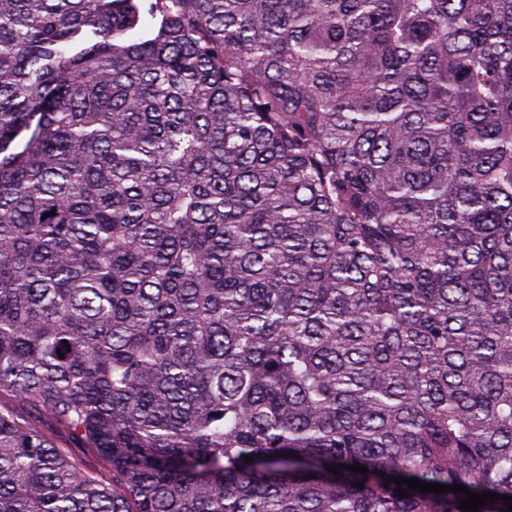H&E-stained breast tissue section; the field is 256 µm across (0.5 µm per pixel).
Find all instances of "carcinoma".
I'll return each mask as SVG.
<instances>
[{
	"instance_id": "obj_1",
	"label": "carcinoma",
	"mask_w": 512,
	"mask_h": 512,
	"mask_svg": "<svg viewBox=\"0 0 512 512\" xmlns=\"http://www.w3.org/2000/svg\"><path fill=\"white\" fill-rule=\"evenodd\" d=\"M5 398L0 512L512 497V0H0Z\"/></svg>"
}]
</instances>
